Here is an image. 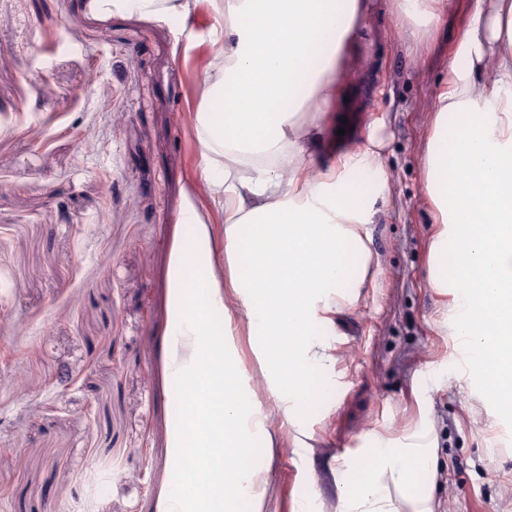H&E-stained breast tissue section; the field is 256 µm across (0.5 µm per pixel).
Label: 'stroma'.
Returning a JSON list of instances; mask_svg holds the SVG:
<instances>
[{"mask_svg": "<svg viewBox=\"0 0 512 512\" xmlns=\"http://www.w3.org/2000/svg\"><path fill=\"white\" fill-rule=\"evenodd\" d=\"M368 2L324 138L383 159L372 259L355 306L326 332L325 394L297 401L295 425L257 447L263 480L236 512H338L375 436L422 428L437 469L417 483L432 486L435 512H496L512 498V429L462 377L466 353L442 328L456 289L427 278L434 106L490 0H448L429 28L393 0ZM211 23L204 0L184 22L0 0V177L14 187L0 197V512H164L181 478L169 267L200 171L195 87L217 53ZM228 348L244 388L271 404L247 337Z\"/></svg>", "mask_w": 512, "mask_h": 512, "instance_id": "stroma-1", "label": "stroma"}]
</instances>
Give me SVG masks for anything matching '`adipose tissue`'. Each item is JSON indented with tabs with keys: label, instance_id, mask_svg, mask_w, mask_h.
Masks as SVG:
<instances>
[{
	"label": "adipose tissue",
	"instance_id": "1",
	"mask_svg": "<svg viewBox=\"0 0 512 512\" xmlns=\"http://www.w3.org/2000/svg\"><path fill=\"white\" fill-rule=\"evenodd\" d=\"M212 44L222 60L197 86L194 117L202 167L179 222L189 235L169 269L173 336L169 368L179 383L177 457L188 473L168 512H232L260 473L257 442L295 425L292 403L311 396L313 371L334 363L321 326L352 306L351 259L369 260L371 197L358 175L381 160L324 146L334 75L357 40L365 0H210ZM93 13L188 17L190 0H90ZM492 90L478 93L481 77ZM425 191L440 229L428 279L454 286L445 327L477 350L468 377L487 375V404H512V0L477 10L457 44L435 105ZM221 214L216 250L204 210ZM238 309L261 343L265 377L281 416L242 389L239 356L226 352ZM428 432L413 444L376 441L365 474L343 485L339 512H434L416 492L433 463Z\"/></svg>",
	"mask_w": 512,
	"mask_h": 512
}]
</instances>
